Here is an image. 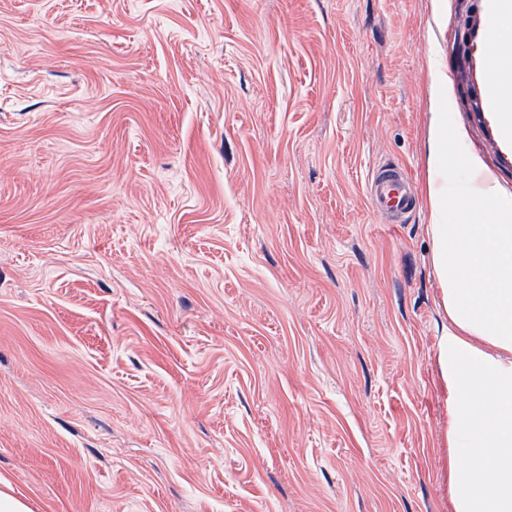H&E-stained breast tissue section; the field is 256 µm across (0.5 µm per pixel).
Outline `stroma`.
Wrapping results in <instances>:
<instances>
[{
    "mask_svg": "<svg viewBox=\"0 0 512 512\" xmlns=\"http://www.w3.org/2000/svg\"><path fill=\"white\" fill-rule=\"evenodd\" d=\"M493 0H0V474L39 512H453L425 204L512 192ZM491 93L498 106V122L505 141L512 140V58L491 55ZM368 197L380 213L395 218L402 217L415 207L408 176L398 167L386 165L373 170L368 181Z\"/></svg>",
    "mask_w": 512,
    "mask_h": 512,
    "instance_id": "1",
    "label": "stroma"
}]
</instances>
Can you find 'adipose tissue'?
I'll return each mask as SVG.
<instances>
[{"label": "adipose tissue", "instance_id": "adipose-tissue-1", "mask_svg": "<svg viewBox=\"0 0 512 512\" xmlns=\"http://www.w3.org/2000/svg\"><path fill=\"white\" fill-rule=\"evenodd\" d=\"M491 70L501 134L512 140V58L492 55ZM451 136L444 113H431L423 196L445 321L448 492L454 512H512V193L478 167L457 184ZM452 207L459 223L444 221Z\"/></svg>", "mask_w": 512, "mask_h": 512}]
</instances>
